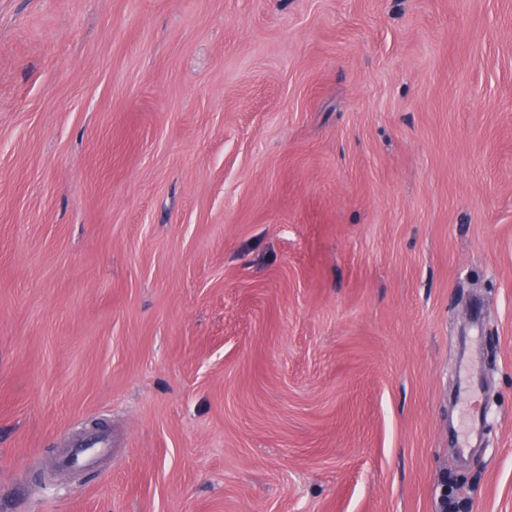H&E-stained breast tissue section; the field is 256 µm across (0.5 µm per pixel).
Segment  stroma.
<instances>
[{"instance_id": "1", "label": "stroma", "mask_w": 512, "mask_h": 512, "mask_svg": "<svg viewBox=\"0 0 512 512\" xmlns=\"http://www.w3.org/2000/svg\"><path fill=\"white\" fill-rule=\"evenodd\" d=\"M0 512H512V0H0Z\"/></svg>"}]
</instances>
